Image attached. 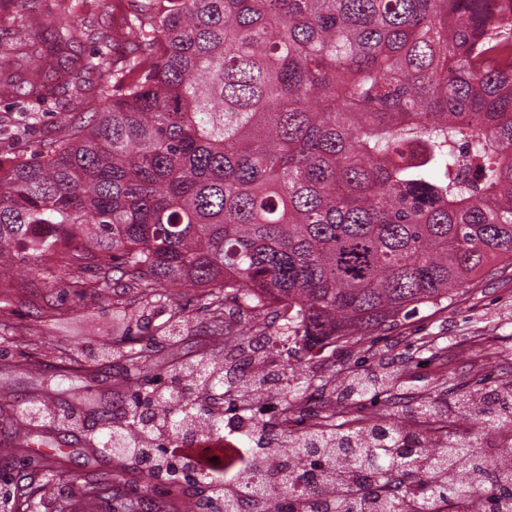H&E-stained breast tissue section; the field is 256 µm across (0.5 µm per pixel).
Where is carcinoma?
Segmentation results:
<instances>
[{
	"mask_svg": "<svg viewBox=\"0 0 512 512\" xmlns=\"http://www.w3.org/2000/svg\"><path fill=\"white\" fill-rule=\"evenodd\" d=\"M53 46L16 16L8 50L35 57L38 92L57 67L98 76L105 103L64 139L0 161V277L41 259L80 288L88 257L102 289L135 288L140 307L174 286L198 288L213 335L233 302L273 309L278 339L359 341L423 305L450 302L479 277L512 267V0H133L128 50L84 57L66 8ZM137 378L153 346L126 344ZM387 379L359 376L375 397ZM224 381L197 376L160 413L182 427L187 394ZM307 379L279 403L320 396ZM456 410L474 431L425 454L428 430L376 418L357 433L309 427L270 434L309 475L284 470L224 512H435L478 500L512 512V466H483L486 440L512 429V383ZM116 458L132 447L103 435ZM358 482L330 494L320 475Z\"/></svg>",
	"mask_w": 512,
	"mask_h": 512,
	"instance_id": "carcinoma-1",
	"label": "carcinoma"
}]
</instances>
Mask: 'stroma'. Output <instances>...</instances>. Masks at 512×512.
<instances>
[{"instance_id":"1","label":"stroma","mask_w":512,"mask_h":512,"mask_svg":"<svg viewBox=\"0 0 512 512\" xmlns=\"http://www.w3.org/2000/svg\"><path fill=\"white\" fill-rule=\"evenodd\" d=\"M74 18L92 25L80 49L84 55L111 52L125 46L122 27L126 0H67ZM95 91L74 88L36 96L24 83L13 93L0 94V158L31 154L45 141L66 135L58 117L68 113L78 121L99 111ZM15 287L0 293V314L14 328L0 338V512H16L17 498L27 486L37 487V512H113L124 503L134 512H206L203 481L194 474L165 479L133 460H118L110 451L90 456L87 443L99 442L105 428L101 411L116 415L127 426L126 409L152 389H177L174 379L182 363L203 355L220 360L225 344L239 346V368H246L254 348L268 344L276 326L265 317L261 331L239 335L238 318H231L228 339H211L203 352L199 339L207 317L197 304L194 288L171 287L168 304L145 309V322L120 317L113 291L96 288L98 269L86 262L78 276L84 285L48 287L42 263H14ZM184 311L179 335L166 327L172 305ZM139 336L154 337L155 369L150 382H133L122 353L114 343ZM291 367L307 377L327 381L320 402L305 400L296 407L293 430L335 418L345 430L363 427L368 419L395 415L411 431L437 423L453 434L467 430V420L453 411L456 390L493 389L512 382V268L462 290L448 307L422 306L360 342H341L324 357L308 358L298 351ZM373 371L387 375L388 384L377 400L352 403L340 397L355 374ZM50 399L56 407L75 409V423L56 425L53 439L64 452L66 477L48 475L38 453L26 444L34 434L23 420L31 404ZM111 483L115 495L86 493V478Z\"/></svg>"}]
</instances>
